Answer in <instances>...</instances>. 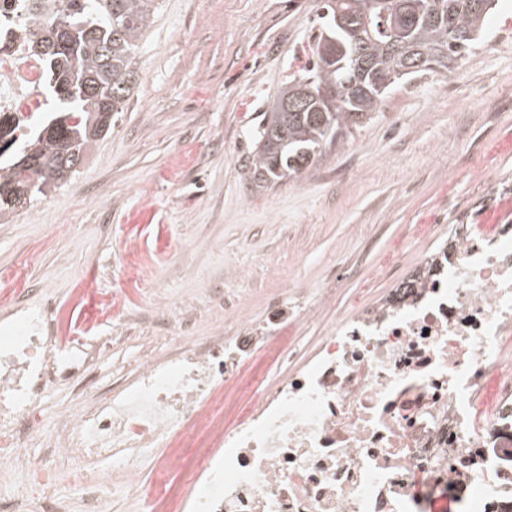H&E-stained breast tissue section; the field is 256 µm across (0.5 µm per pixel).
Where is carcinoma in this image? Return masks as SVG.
Listing matches in <instances>:
<instances>
[{"label":"carcinoma","instance_id":"1","mask_svg":"<svg viewBox=\"0 0 512 512\" xmlns=\"http://www.w3.org/2000/svg\"><path fill=\"white\" fill-rule=\"evenodd\" d=\"M495 0H323L321 33L309 47L302 74L269 103L251 163L254 181L270 188L297 179L328 148L373 118L383 99L403 84L447 77L481 39ZM158 0H31L38 32L34 49L48 68L51 112L22 138L0 113V220L17 200L30 202L67 184L90 144L112 125L135 85L138 41ZM386 16H381V12ZM343 15L347 27L336 23ZM426 55L422 67L415 59ZM344 96L318 94L344 87ZM306 98L305 109L286 106ZM35 162L20 179L24 159Z\"/></svg>","mask_w":512,"mask_h":512}]
</instances>
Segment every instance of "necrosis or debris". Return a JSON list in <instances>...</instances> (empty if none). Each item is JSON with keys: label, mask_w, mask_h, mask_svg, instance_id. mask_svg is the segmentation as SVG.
<instances>
[{"label": "necrosis or debris", "mask_w": 512, "mask_h": 512, "mask_svg": "<svg viewBox=\"0 0 512 512\" xmlns=\"http://www.w3.org/2000/svg\"><path fill=\"white\" fill-rule=\"evenodd\" d=\"M29 0H0V112L41 106L45 62L30 44ZM310 315L295 301L265 326L238 311L240 333L199 346L189 331L169 337L170 360L146 361L120 397L64 417L44 435L35 413L48 383H87L94 349L62 347L42 314L25 311L0 336V466L14 468V512L37 497L60 512L26 459L33 443L67 458L111 462L121 449H161L151 486L128 469L131 494L155 512H512V219L465 224L446 258L419 250L415 268L385 299L357 308L300 356L289 329ZM294 362L266 386L248 373L257 357ZM244 393L233 427L214 424L219 390ZM205 436L192 495L174 496L168 474L178 448Z\"/></svg>", "instance_id": "necrosis-or-debris-1"}]
</instances>
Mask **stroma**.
Returning <instances> with one entry per match:
<instances>
[{
    "instance_id": "1",
    "label": "stroma",
    "mask_w": 512,
    "mask_h": 512,
    "mask_svg": "<svg viewBox=\"0 0 512 512\" xmlns=\"http://www.w3.org/2000/svg\"><path fill=\"white\" fill-rule=\"evenodd\" d=\"M159 3L124 111L72 182L0 223V274L23 270L28 284L0 287V328L16 304L48 302L57 336L97 340L86 395L64 383L43 392L47 434L64 410L132 381L144 359H167L180 323L201 340L232 336L228 301L264 324L290 292H321L298 331L308 350L396 287L418 247L512 215V0H499L450 77L405 85L299 179L270 189L251 178L256 131L320 33L319 0ZM85 478H57L68 512H85L92 485L109 512H150L120 461Z\"/></svg>"
}]
</instances>
